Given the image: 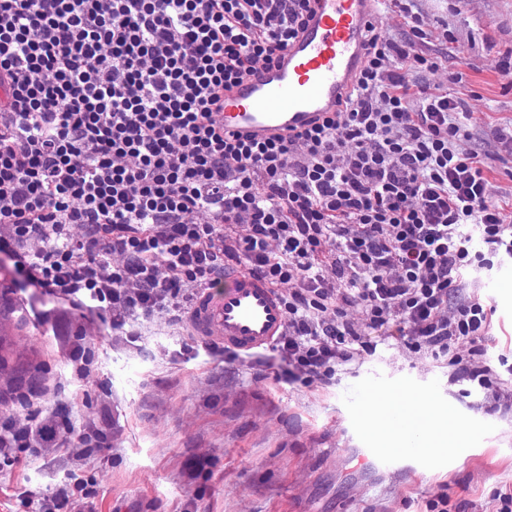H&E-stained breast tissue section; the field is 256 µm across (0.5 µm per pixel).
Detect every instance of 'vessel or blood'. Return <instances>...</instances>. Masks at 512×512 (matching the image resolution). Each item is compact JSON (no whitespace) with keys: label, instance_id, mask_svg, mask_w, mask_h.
Masks as SVG:
<instances>
[{"label":"vessel or blood","instance_id":"obj_1","mask_svg":"<svg viewBox=\"0 0 512 512\" xmlns=\"http://www.w3.org/2000/svg\"><path fill=\"white\" fill-rule=\"evenodd\" d=\"M376 0H317L309 22L277 59L224 93L220 119L230 135L268 138L331 112L365 61L366 26ZM192 336L251 353L284 333L287 314L275 288L245 271L226 272L196 296L186 318ZM424 433L408 429L403 447L378 448L386 462L424 452Z\"/></svg>","mask_w":512,"mask_h":512}]
</instances>
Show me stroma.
<instances>
[{
    "instance_id": "obj_1",
    "label": "stroma",
    "mask_w": 512,
    "mask_h": 512,
    "mask_svg": "<svg viewBox=\"0 0 512 512\" xmlns=\"http://www.w3.org/2000/svg\"><path fill=\"white\" fill-rule=\"evenodd\" d=\"M447 40L419 44L433 70L404 68L409 82L449 89L468 112L467 148L487 154L496 196L512 195V0H417ZM10 270L23 323L8 327L15 354L46 373L43 414L64 415L111 436L96 450L21 454L0 467V512H31L24 494L50 498L72 473L87 480L94 512H497L512 490V411L476 383L394 340L361 353L332 382L289 381L267 363L225 361L166 314L109 321L60 304ZM490 327L480 348L502 382L512 381V263L482 278ZM85 337L84 375L69 342ZM376 386L366 417L354 391ZM418 399L446 425L444 445L423 468H378L363 451L386 439L387 406Z\"/></svg>"
}]
</instances>
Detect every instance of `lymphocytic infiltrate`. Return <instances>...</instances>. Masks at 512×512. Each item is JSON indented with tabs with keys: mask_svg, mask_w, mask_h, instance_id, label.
Listing matches in <instances>:
<instances>
[{
	"mask_svg": "<svg viewBox=\"0 0 512 512\" xmlns=\"http://www.w3.org/2000/svg\"><path fill=\"white\" fill-rule=\"evenodd\" d=\"M311 2L0 0V254L116 330L182 320L232 263L281 293L289 378L329 382L379 336L504 398L464 274L512 261V210L463 147L457 98L400 73L436 67L415 51L432 30L414 0H389L404 41L369 26L335 111L274 139L224 134L225 90L273 62ZM93 438L1 415L0 461Z\"/></svg>",
	"mask_w": 512,
	"mask_h": 512,
	"instance_id": "1",
	"label": "lymphocytic infiltrate"
}]
</instances>
